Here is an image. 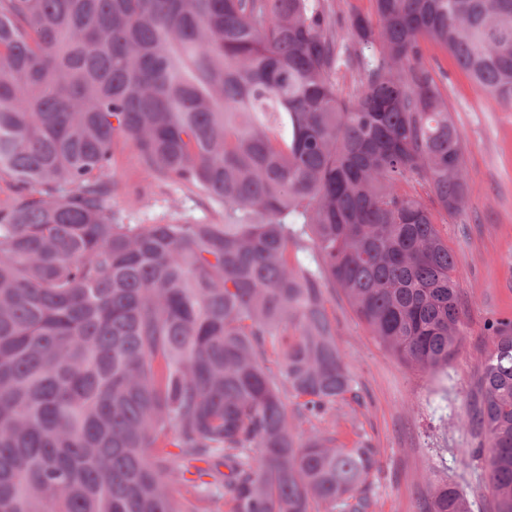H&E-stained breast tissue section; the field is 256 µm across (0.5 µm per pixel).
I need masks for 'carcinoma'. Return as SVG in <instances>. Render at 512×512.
Masks as SVG:
<instances>
[{
  "label": "carcinoma",
  "instance_id": "obj_1",
  "mask_svg": "<svg viewBox=\"0 0 512 512\" xmlns=\"http://www.w3.org/2000/svg\"><path fill=\"white\" fill-rule=\"evenodd\" d=\"M375 2L378 26L338 27L328 0H0V512H368L380 449L298 440L283 394L299 420L354 395L329 288L403 364L457 356L432 206L461 211L468 183L426 44L512 106V0ZM120 136L222 221L125 223ZM489 331L464 453L512 512V320ZM169 446L210 463L178 497ZM424 512L471 503L441 481ZM362 75L356 68L342 67L335 75L336 93L341 99L349 100L355 97L361 85Z\"/></svg>",
  "mask_w": 512,
  "mask_h": 512
}]
</instances>
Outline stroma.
<instances>
[{
  "instance_id": "obj_1",
  "label": "stroma",
  "mask_w": 512,
  "mask_h": 512,
  "mask_svg": "<svg viewBox=\"0 0 512 512\" xmlns=\"http://www.w3.org/2000/svg\"><path fill=\"white\" fill-rule=\"evenodd\" d=\"M422 62L447 98L465 147L467 204L456 214L434 212L455 260L466 321L462 348L442 372L409 368L376 342L340 290H330L326 307L357 397L334 414L298 422L296 433L303 439L320 431L346 448L363 441L380 448L371 512H421L431 483L441 480L464 490L472 512H495L484 463L468 454L477 440L461 420L494 350L488 324L512 318V108L475 87L441 48L427 46ZM112 171V207L128 223L151 224L172 210L191 222L216 219L195 187L150 178L130 139H118Z\"/></svg>"
}]
</instances>
